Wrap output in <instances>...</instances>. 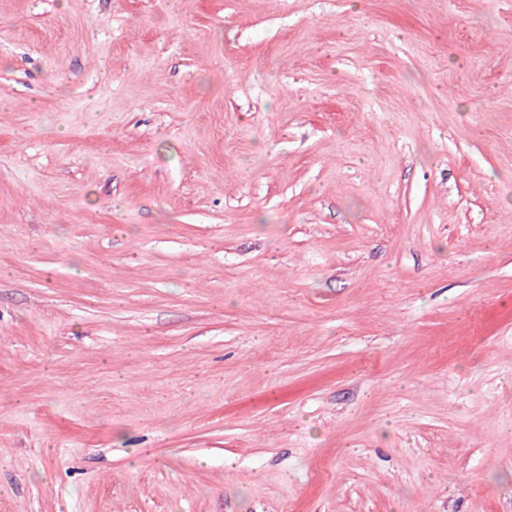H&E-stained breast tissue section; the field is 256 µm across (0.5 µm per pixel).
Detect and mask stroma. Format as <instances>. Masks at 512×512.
I'll return each instance as SVG.
<instances>
[{"label": "stroma", "mask_w": 512, "mask_h": 512, "mask_svg": "<svg viewBox=\"0 0 512 512\" xmlns=\"http://www.w3.org/2000/svg\"><path fill=\"white\" fill-rule=\"evenodd\" d=\"M0 512H512V0H0Z\"/></svg>", "instance_id": "stroma-1"}]
</instances>
